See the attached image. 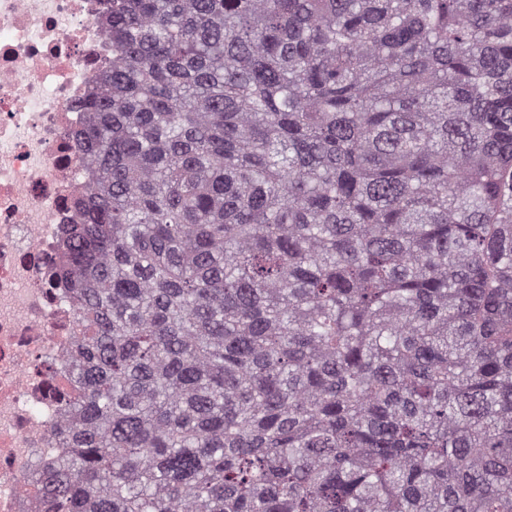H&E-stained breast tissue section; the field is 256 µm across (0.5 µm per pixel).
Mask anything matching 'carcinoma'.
I'll return each instance as SVG.
<instances>
[{
  "label": "carcinoma",
  "mask_w": 512,
  "mask_h": 512,
  "mask_svg": "<svg viewBox=\"0 0 512 512\" xmlns=\"http://www.w3.org/2000/svg\"><path fill=\"white\" fill-rule=\"evenodd\" d=\"M45 512H512V0H103Z\"/></svg>",
  "instance_id": "obj_1"
}]
</instances>
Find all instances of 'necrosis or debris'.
Returning <instances> with one entry per match:
<instances>
[{
  "mask_svg": "<svg viewBox=\"0 0 512 512\" xmlns=\"http://www.w3.org/2000/svg\"><path fill=\"white\" fill-rule=\"evenodd\" d=\"M101 0H0V512H43L31 477L59 456L73 306L49 283L58 228L91 183L74 131L112 59Z\"/></svg>",
  "mask_w": 512,
  "mask_h": 512,
  "instance_id": "1",
  "label": "necrosis or debris"
}]
</instances>
